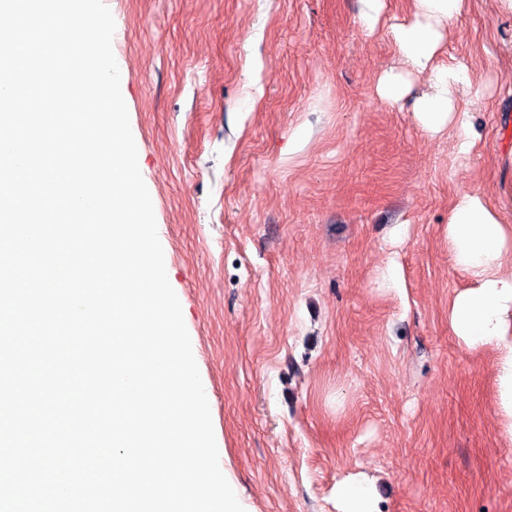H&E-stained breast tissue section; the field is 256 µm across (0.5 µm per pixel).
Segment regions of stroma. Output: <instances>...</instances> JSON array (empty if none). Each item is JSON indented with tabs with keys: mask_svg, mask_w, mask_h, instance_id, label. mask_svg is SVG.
<instances>
[{
	"mask_svg": "<svg viewBox=\"0 0 512 512\" xmlns=\"http://www.w3.org/2000/svg\"><path fill=\"white\" fill-rule=\"evenodd\" d=\"M138 164L245 512H512V436L492 350L448 327L468 284L448 253L462 190L512 171V17L467 0L438 63L465 61L481 136L448 133L377 86L404 65L360 0H106ZM302 139L288 140L294 132ZM363 8L359 14V23L367 35L378 32L383 0H361ZM337 495L342 503L340 512H378L367 480L353 479L341 483Z\"/></svg>",
	"mask_w": 512,
	"mask_h": 512,
	"instance_id": "obj_1",
	"label": "stroma"
}]
</instances>
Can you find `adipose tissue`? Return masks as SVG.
Masks as SVG:
<instances>
[{"mask_svg":"<svg viewBox=\"0 0 512 512\" xmlns=\"http://www.w3.org/2000/svg\"><path fill=\"white\" fill-rule=\"evenodd\" d=\"M464 6L465 0H414L412 20L390 25L387 33L407 69L431 81L414 109L418 123L432 133L449 131L459 151L469 154L478 144L472 115L461 104L472 88L469 67L434 64L441 28ZM448 252L469 281L449 304L448 327L466 349L498 350V411L512 434V184L503 185L494 201L476 191L456 195L448 210Z\"/></svg>","mask_w":512,"mask_h":512,"instance_id":"1","label":"adipose tissue"}]
</instances>
